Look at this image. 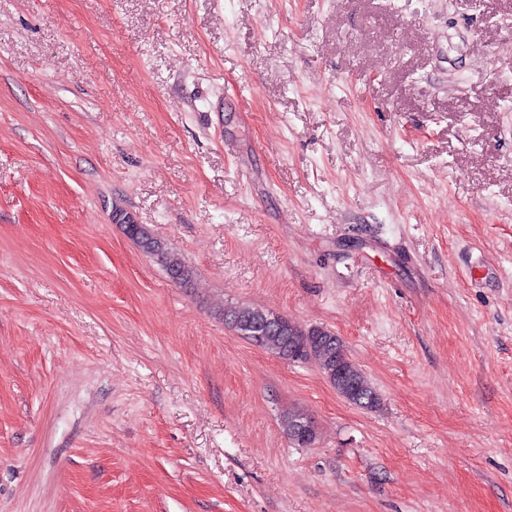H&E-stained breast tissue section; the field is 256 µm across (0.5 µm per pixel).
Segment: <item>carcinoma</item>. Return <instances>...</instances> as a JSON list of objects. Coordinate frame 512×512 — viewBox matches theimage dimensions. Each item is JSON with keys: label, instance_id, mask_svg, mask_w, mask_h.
Returning a JSON list of instances; mask_svg holds the SVG:
<instances>
[{"label": "carcinoma", "instance_id": "cac0c4a2", "mask_svg": "<svg viewBox=\"0 0 512 512\" xmlns=\"http://www.w3.org/2000/svg\"><path fill=\"white\" fill-rule=\"evenodd\" d=\"M142 252L158 261L163 269L173 274L172 281L182 288L191 289L196 283V272L161 239L128 236ZM224 323L237 324V331L248 337L253 345L290 363H313L324 374L336 392L350 403L374 410L380 407L381 397L366 374L350 358L344 342L332 339L333 333L322 327L304 328L288 317H282V328L260 332L268 325L273 312L260 306L243 304L237 308L227 306L220 311ZM310 416L298 408L283 411L280 427L291 443L298 423Z\"/></svg>", "mask_w": 512, "mask_h": 512}]
</instances>
